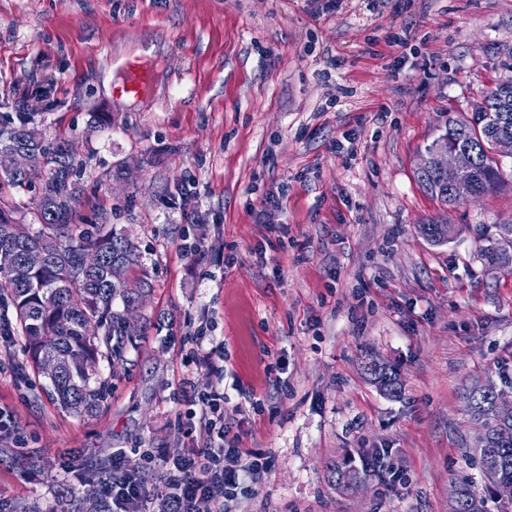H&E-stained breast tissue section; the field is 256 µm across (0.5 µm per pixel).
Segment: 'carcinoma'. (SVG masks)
Here are the masks:
<instances>
[{
  "label": "carcinoma",
  "mask_w": 512,
  "mask_h": 512,
  "mask_svg": "<svg viewBox=\"0 0 512 512\" xmlns=\"http://www.w3.org/2000/svg\"><path fill=\"white\" fill-rule=\"evenodd\" d=\"M505 133L512 135V81L492 90L471 118L448 120L443 132L448 146L469 147L475 155L462 186L448 191L433 171H416L417 182L445 205H455L490 184L499 187L503 184L502 159L494 152L492 140ZM12 143L41 152L47 158L48 172L37 199L41 218L37 230L15 223L13 210L0 205V294L7 295L14 309L27 351L24 368L40 377L42 359L48 355L59 358L62 370L47 380L48 399L73 414L92 416L100 408L105 388L99 362L122 359L127 346L133 344L138 331L127 322L124 309L135 304L150 285L146 272L139 268L137 245L130 238L104 221L77 223L84 188L76 179L68 141L47 138L38 112H1L0 178L21 187L24 177L8 164ZM28 249L42 251L46 263L19 284L9 277V269ZM480 257L492 269L509 264L493 242L481 248ZM114 262L127 272L120 288L107 284V269ZM371 374L384 394L400 396V379L392 368L374 367ZM462 398L472 422L488 431L475 459L491 489L489 496L482 497L468 478L459 479V505L452 512H490V502L499 505V512H512V430L502 427L481 382L465 387ZM326 471L328 481L340 490L347 489L349 480L365 476L345 460L329 462Z\"/></svg>",
  "instance_id": "cac0c4a2"
}]
</instances>
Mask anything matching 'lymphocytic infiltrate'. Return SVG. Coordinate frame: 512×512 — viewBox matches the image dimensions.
Segmentation results:
<instances>
[{"instance_id":"1","label":"lymphocytic infiltrate","mask_w":512,"mask_h":512,"mask_svg":"<svg viewBox=\"0 0 512 512\" xmlns=\"http://www.w3.org/2000/svg\"><path fill=\"white\" fill-rule=\"evenodd\" d=\"M194 404L207 437L205 447L189 449L175 459L166 483L153 493L123 472L120 457H113L112 475L102 483L101 496L122 504V512H145L151 502L157 512H222L220 504L236 489L240 472H258L263 463L259 455L228 440L223 393L200 394Z\"/></svg>"}]
</instances>
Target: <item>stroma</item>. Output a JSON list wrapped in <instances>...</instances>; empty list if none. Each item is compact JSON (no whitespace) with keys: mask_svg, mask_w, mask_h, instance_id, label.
<instances>
[{"mask_svg":"<svg viewBox=\"0 0 512 512\" xmlns=\"http://www.w3.org/2000/svg\"><path fill=\"white\" fill-rule=\"evenodd\" d=\"M145 52L148 96L99 91ZM510 79L512 0H0V101L50 89L81 216L137 242L151 286L135 346L99 363L95 416L53 406L18 369L21 339L0 341V512H60L116 450L159 486L203 442L187 391L211 389L265 462L224 512H448L462 475L484 494L461 394L512 376V272L479 258L512 224V187L448 206L415 170ZM97 112L111 125L91 127ZM434 218L447 243L420 234ZM200 329L223 347L212 371ZM372 359L400 397L370 382ZM379 452L358 491L328 482V461Z\"/></svg>","mask_w":512,"mask_h":512,"instance_id":"35a3bbf8","label":"stroma"}]
</instances>
